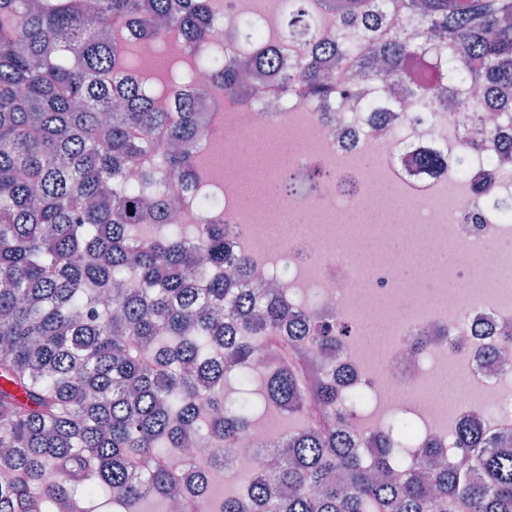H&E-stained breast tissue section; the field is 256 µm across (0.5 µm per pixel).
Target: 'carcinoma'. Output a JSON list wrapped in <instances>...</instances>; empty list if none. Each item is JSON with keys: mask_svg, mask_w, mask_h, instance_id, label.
Masks as SVG:
<instances>
[{"mask_svg": "<svg viewBox=\"0 0 512 512\" xmlns=\"http://www.w3.org/2000/svg\"><path fill=\"white\" fill-rule=\"evenodd\" d=\"M288 0L281 44L255 22L224 35L221 0H0V512H169L185 482L170 458L192 439L233 450L253 413L288 420L276 452L215 512H512V454L468 421L458 455L398 440L392 419L365 460L345 440L336 386L307 385L309 338L340 345L336 326L293 315L250 287L246 255L222 224H178L170 204L198 172L205 137L193 77L226 99L242 77L274 70L288 45L306 51L279 73L294 102L343 104L352 75L448 107L412 61L429 55L449 88L476 84L512 117V0ZM149 38L191 55L146 83L131 51ZM192 88L177 112L158 96ZM264 341L258 399L224 393L248 380Z\"/></svg>", "mask_w": 512, "mask_h": 512, "instance_id": "1", "label": "carcinoma"}]
</instances>
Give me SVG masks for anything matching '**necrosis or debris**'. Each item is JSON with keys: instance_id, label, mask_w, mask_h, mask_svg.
<instances>
[{"instance_id": "1", "label": "necrosis or debris", "mask_w": 512, "mask_h": 512, "mask_svg": "<svg viewBox=\"0 0 512 512\" xmlns=\"http://www.w3.org/2000/svg\"><path fill=\"white\" fill-rule=\"evenodd\" d=\"M273 82L246 87L225 113L203 103L206 126L224 123L223 162L202 180L224 194V220L237 251L247 253L260 279L272 283L290 307L331 316L346 328L339 350L305 358L309 385L329 381L341 394L357 391L363 409L349 412L353 444L371 455L395 416L413 421L405 440L418 448L431 439L452 450L462 418L476 416L484 431L512 432V353H492L504 326H512V220L491 208L490 196L512 194V167L491 171L495 148L482 133L499 117L479 103L478 91L453 95L461 112H418L394 104L380 87H355L339 111L266 103ZM469 144L471 165L459 175L451 161ZM438 153L443 171L424 169L419 157ZM331 182L294 194L283 177L303 179L313 169ZM396 212L395 224L344 226L345 212ZM454 253L441 267L439 251ZM417 261L435 270L434 282L411 281L402 266ZM386 336L378 368H370L360 336L365 314Z\"/></svg>"}]
</instances>
